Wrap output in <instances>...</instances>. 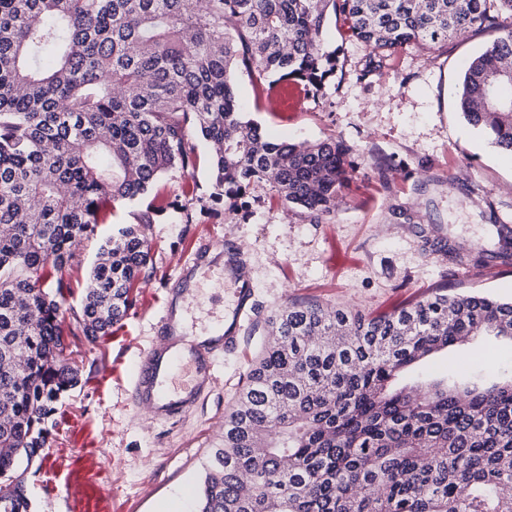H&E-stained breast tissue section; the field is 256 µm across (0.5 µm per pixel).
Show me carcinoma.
I'll return each mask as SVG.
<instances>
[{"instance_id": "carcinoma-1", "label": "carcinoma", "mask_w": 512, "mask_h": 512, "mask_svg": "<svg viewBox=\"0 0 512 512\" xmlns=\"http://www.w3.org/2000/svg\"><path fill=\"white\" fill-rule=\"evenodd\" d=\"M379 50L432 45L487 25L501 36L465 63L460 108L512 152V0H0V512H32L29 464L57 402L153 274V220L100 244L77 304L66 274L101 214L191 175L197 142L212 196L233 207L264 183L315 220L336 209L350 148L330 136L273 141L246 120L240 70L321 86L331 17ZM497 252L448 257L478 269ZM224 411L195 512H512V374L405 380L449 347L512 341V301L430 294L390 312L291 300Z\"/></svg>"}]
</instances>
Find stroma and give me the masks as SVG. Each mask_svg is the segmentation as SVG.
Segmentation results:
<instances>
[{
	"label": "stroma",
	"mask_w": 512,
	"mask_h": 512,
	"mask_svg": "<svg viewBox=\"0 0 512 512\" xmlns=\"http://www.w3.org/2000/svg\"><path fill=\"white\" fill-rule=\"evenodd\" d=\"M498 36L478 28L429 48L411 44L379 58L372 47L329 25L325 46L340 67L323 89L291 86L287 101L257 99L235 74L246 118L272 138L342 137L350 147L349 188L336 212L313 222L268 185L254 186L236 212L211 196L207 166L161 177L143 198L102 221L74 273L85 276L100 239L152 211L154 273L121 327L95 350L80 386L62 400L64 420L27 487L36 512H193L202 465L224 435V410L285 299H317L382 312L442 285L512 299V266L467 273L425 251L420 228L476 249L499 246L495 224H512V154L470 126L457 106L460 66ZM373 72H366V65ZM235 243L247 256L255 305L239 345L219 356L210 391L189 414L152 421L130 391L140 353L156 339L170 289L184 261L205 241ZM234 279L203 278V307L185 316L201 331L233 302ZM112 488L102 496L101 486Z\"/></svg>",
	"instance_id": "35a3bbf8"
}]
</instances>
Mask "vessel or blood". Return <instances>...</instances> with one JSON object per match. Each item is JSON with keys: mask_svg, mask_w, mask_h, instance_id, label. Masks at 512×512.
Wrapping results in <instances>:
<instances>
[{"mask_svg": "<svg viewBox=\"0 0 512 512\" xmlns=\"http://www.w3.org/2000/svg\"><path fill=\"white\" fill-rule=\"evenodd\" d=\"M253 307L248 281H237L234 309L203 336L183 332L173 310L163 309L157 323L160 337L143 354L133 381V404L150 418H172L194 409L214 380L212 356L234 348Z\"/></svg>", "mask_w": 512, "mask_h": 512, "instance_id": "b4317fda", "label": "vessel or blood"}]
</instances>
